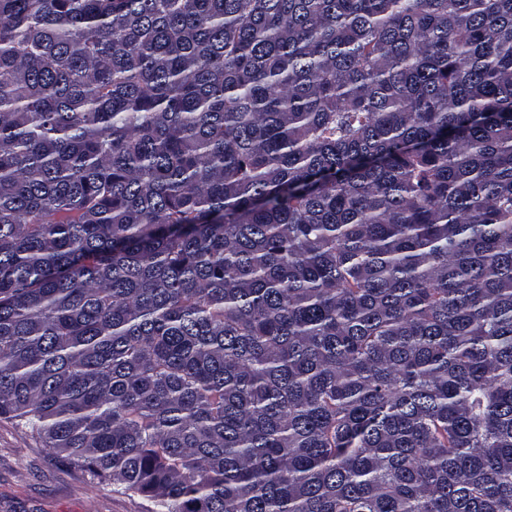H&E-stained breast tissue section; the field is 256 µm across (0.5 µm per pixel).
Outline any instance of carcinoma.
Segmentation results:
<instances>
[{
	"label": "carcinoma",
	"instance_id": "obj_1",
	"mask_svg": "<svg viewBox=\"0 0 512 512\" xmlns=\"http://www.w3.org/2000/svg\"><path fill=\"white\" fill-rule=\"evenodd\" d=\"M0 416L160 512H512V0H0Z\"/></svg>",
	"mask_w": 512,
	"mask_h": 512
}]
</instances>
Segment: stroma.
Here are the masks:
<instances>
[{"label": "stroma", "instance_id": "35a3bbf8", "mask_svg": "<svg viewBox=\"0 0 512 512\" xmlns=\"http://www.w3.org/2000/svg\"><path fill=\"white\" fill-rule=\"evenodd\" d=\"M144 495L115 490L0 417V512H150Z\"/></svg>", "mask_w": 512, "mask_h": 512}]
</instances>
